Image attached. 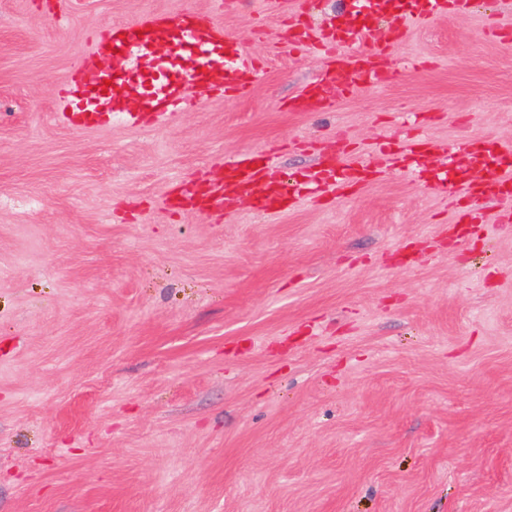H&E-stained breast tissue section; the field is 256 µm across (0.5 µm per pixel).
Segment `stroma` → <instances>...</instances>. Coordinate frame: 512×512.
Segmentation results:
<instances>
[{"instance_id":"obj_1","label":"stroma","mask_w":512,"mask_h":512,"mask_svg":"<svg viewBox=\"0 0 512 512\" xmlns=\"http://www.w3.org/2000/svg\"><path fill=\"white\" fill-rule=\"evenodd\" d=\"M262 0H0V512H512V199L444 202L401 156L512 142V0L409 24L398 79L323 112L325 62L273 50ZM213 13L262 60L249 97L168 123L56 110L91 35ZM331 200L174 208L240 153ZM480 213L482 232L460 225ZM304 182L317 185H331L336 195L340 194L341 180L336 177V166L333 163H324L312 169L303 176Z\"/></svg>"}]
</instances>
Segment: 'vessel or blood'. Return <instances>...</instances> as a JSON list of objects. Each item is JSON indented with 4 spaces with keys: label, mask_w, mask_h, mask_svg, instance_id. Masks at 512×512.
Returning <instances> with one entry per match:
<instances>
[{
    "label": "vessel or blood",
    "mask_w": 512,
    "mask_h": 512,
    "mask_svg": "<svg viewBox=\"0 0 512 512\" xmlns=\"http://www.w3.org/2000/svg\"><path fill=\"white\" fill-rule=\"evenodd\" d=\"M463 2L357 0L355 7L362 21L355 27L345 26L339 17L317 29L301 19L288 22L284 42L288 52L312 50L332 61L301 94L289 100V109L324 111L338 97L351 95L356 81L380 85L392 80L397 74L392 49L403 41L407 22H428ZM382 21L388 22L389 28L378 38L374 32ZM264 73L263 62L249 56L212 13H151L113 23L91 39L60 100V110L67 119L85 127L98 125L114 113L124 115L133 125L147 117L168 121L195 105L192 90L240 98ZM107 80L112 90L106 94L99 85ZM414 170L446 195L459 191L476 201L512 196L511 145L491 152L468 140L450 156L447 172L428 171L419 156L414 159ZM304 180L336 188L341 185L331 163L307 172ZM196 198L201 206L228 211L245 199L257 211L270 214L286 207L288 188L268 174L266 161L239 156L226 160L223 178L213 185H201Z\"/></svg>",
    "instance_id": "vessel-or-blood-1"
}]
</instances>
